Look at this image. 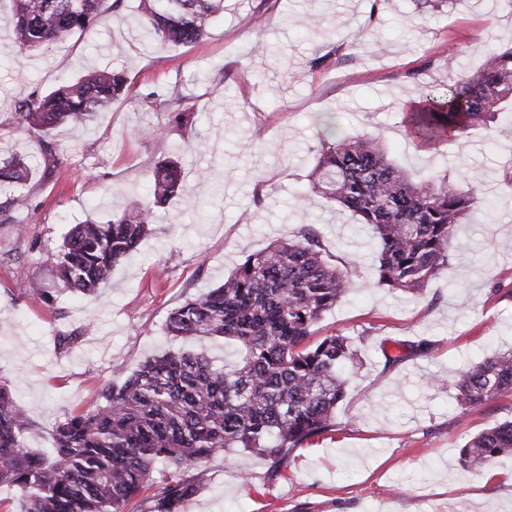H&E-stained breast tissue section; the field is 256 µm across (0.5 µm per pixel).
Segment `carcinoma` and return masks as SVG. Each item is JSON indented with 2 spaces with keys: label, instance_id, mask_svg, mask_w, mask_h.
Returning a JSON list of instances; mask_svg holds the SVG:
<instances>
[{
  "label": "carcinoma",
  "instance_id": "carcinoma-1",
  "mask_svg": "<svg viewBox=\"0 0 512 512\" xmlns=\"http://www.w3.org/2000/svg\"><path fill=\"white\" fill-rule=\"evenodd\" d=\"M15 36L9 50L27 56L82 32L119 7L120 0H12ZM143 34L160 46L201 40L224 0H141ZM122 70L91 71L47 93L16 101V127L35 135L44 163L56 158L48 137L58 126L89 122L127 92ZM512 117V47L473 75L429 92L410 114L409 132L424 144L466 137ZM318 158L308 174L312 194L355 214L379 241L378 282L418 292L448 265L450 250L471 223L480 183L462 190L444 176L414 182L376 137L345 136L325 124ZM30 168L17 156L0 160V185L24 184ZM179 161L156 164L150 204L133 202L100 222L74 225L57 254L59 280L95 294L115 265L136 252L154 208L195 195ZM332 262L309 228L248 254L218 287L186 299L166 320L171 339L223 338L237 343L239 360L218 365L206 354L168 350L148 359L119 386L107 385L91 408L65 415L52 431L51 454L28 449L29 421L0 384V486L21 493L23 512H124L152 486L156 464L169 467L152 495L150 512H179L199 491L186 469L225 450L255 451L273 472L310 439L331 430L346 396L347 369L359 365L354 342L315 326L350 288L348 268ZM462 406L476 407L512 393V351L486 358L452 382ZM512 455V421L475 435L459 463L482 472Z\"/></svg>",
  "mask_w": 512,
  "mask_h": 512
}]
</instances>
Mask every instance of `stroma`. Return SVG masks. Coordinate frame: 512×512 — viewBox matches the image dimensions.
Returning a JSON list of instances; mask_svg holds the SVG:
<instances>
[{
  "label": "stroma",
  "mask_w": 512,
  "mask_h": 512,
  "mask_svg": "<svg viewBox=\"0 0 512 512\" xmlns=\"http://www.w3.org/2000/svg\"><path fill=\"white\" fill-rule=\"evenodd\" d=\"M11 10L0 0V157L25 158L32 171L0 191V383L32 422L29 447L48 451L66 413L171 349L164 325L175 307L218 286L247 254L308 227L336 263L359 261L316 332L353 338L363 367L333 430L296 449L286 470L272 474L253 452H219L192 467L200 490L182 512H512L511 456L493 463L491 479L461 480L458 461L468 439L512 420V394L463 410L452 389L427 382L512 349V182L502 177L512 126L492 123L462 143L408 134L425 92L512 45V9L503 0L425 13L413 0H224L202 40L162 48L143 37L138 0H121L99 23L25 57L6 49ZM309 14L321 26L300 27ZM255 45L262 55L244 64ZM97 67L124 70L127 94L93 122L54 130L58 162L45 166L34 138L11 124L15 101ZM157 88L170 105L145 106ZM328 116L339 133L379 138L414 181L481 178L488 208L422 291L378 286L369 227L320 197L301 198ZM176 152L186 181L220 194L157 209L99 295L65 289L55 266L70 228L150 202L155 165ZM19 195L24 205H12ZM418 343L423 351L386 364V354Z\"/></svg>",
  "instance_id": "35a3bbf8"
}]
</instances>
